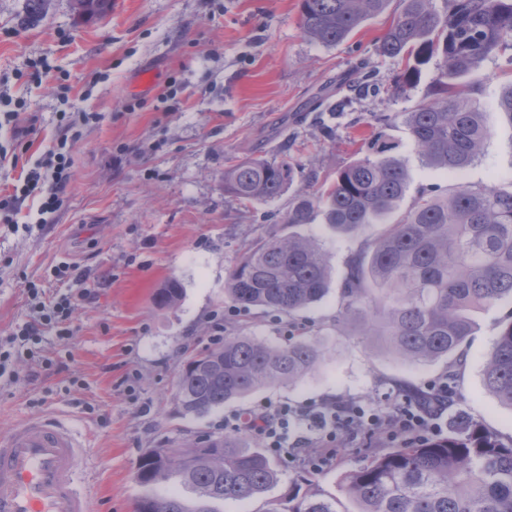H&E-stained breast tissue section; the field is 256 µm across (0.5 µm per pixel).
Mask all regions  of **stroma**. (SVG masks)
<instances>
[{"label": "stroma", "instance_id": "35a3bbf8", "mask_svg": "<svg viewBox=\"0 0 512 512\" xmlns=\"http://www.w3.org/2000/svg\"><path fill=\"white\" fill-rule=\"evenodd\" d=\"M400 6L391 0L348 40L324 47L303 34L299 0H112L111 12L90 19L78 17L71 0H51L35 26L24 23L25 0H0V147L13 148L17 125L30 143L17 167L0 169V190L18 188L22 170L58 138L73 143L62 206L43 216L33 197H23L18 228L0 225V336L29 322L28 288L80 297L68 323L73 360L52 331L40 344L44 356L65 360L60 373L38 374L20 358L0 375V436L56 413L84 444L78 485L102 512H134L148 491L191 495L174 480L149 490L136 483L148 449L184 445L223 428L225 416L266 402L381 406L394 388L447 374V361L408 363L368 346L355 327L337 325L348 262L364 240L317 220L298 231L322 244L332 280L298 319L325 344L320 368L200 419L182 417L173 396L182 361L217 338L245 333L287 342V318L226 299L227 272L243 251L281 230L298 189L332 181L365 156L378 131L406 166V206L423 190L444 195L459 181L512 173V120L497 111L480 158L458 175L426 166L414 152L400 115L430 92L437 67L424 70L410 96L389 95L401 66L376 46ZM510 71L512 56L500 52L472 74L483 102L497 98ZM147 74L151 82L140 86ZM247 155L293 163L289 189L267 202L226 195L225 169ZM64 262L75 266L67 278L57 274ZM172 276L182 298L158 308L153 296ZM510 317L512 300L476 314L453 383L455 406L505 439L512 408L486 390L484 368ZM392 444L365 428L343 431L323 469L276 458L278 479L263 496L220 502L216 510L268 512L287 502L293 478L304 473L338 512H357L340 489L343 475L365 463L368 449Z\"/></svg>", "mask_w": 512, "mask_h": 512}]
</instances>
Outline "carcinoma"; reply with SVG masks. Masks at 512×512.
I'll return each instance as SVG.
<instances>
[{
	"mask_svg": "<svg viewBox=\"0 0 512 512\" xmlns=\"http://www.w3.org/2000/svg\"><path fill=\"white\" fill-rule=\"evenodd\" d=\"M390 0H300V26L322 46L347 40ZM403 7L379 39L381 55L403 69L392 95L416 88L422 68L436 61V97L401 113L413 150L429 167L457 173L477 160L490 135L486 113L471 105L479 88L466 77L486 58L512 50V0H402ZM84 15L112 9V0H82ZM47 0H26V21L39 22ZM492 107L512 120V82ZM393 146L377 136L371 152L316 190L302 188L273 233L247 249L225 278V296L237 307L290 318L317 303L330 283V265L318 241L294 231L318 214L336 232L366 236L344 282L336 322H364L363 339L412 363L461 362L474 328L472 312L512 299V190L494 183L459 184L444 197L420 193L409 208L375 235L369 228L393 214L408 174ZM287 160L246 156L224 171V192L246 202L274 200L292 184ZM179 280L155 294L159 307L178 303ZM323 346L305 332L273 345L248 334L226 336L188 358L175 383L185 417L217 412L258 390L292 384L321 365ZM484 384L512 407V317L500 325L484 369ZM179 478L194 492L189 504L176 495L143 496L136 512H215L214 501L258 497L278 478L243 431H212L184 448H153L139 459L143 486ZM345 493L358 512H512V441L504 442L478 420L455 412L447 433L408 439L374 453L345 473ZM268 512H337L336 501L310 491Z\"/></svg>",
	"mask_w": 512,
	"mask_h": 512,
	"instance_id": "obj_1",
	"label": "carcinoma"
}]
</instances>
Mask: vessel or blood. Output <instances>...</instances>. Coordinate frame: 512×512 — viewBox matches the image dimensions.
I'll use <instances>...</instances> for the list:
<instances>
[{
    "label": "vessel or blood",
    "instance_id": "vessel-or-blood-1",
    "mask_svg": "<svg viewBox=\"0 0 512 512\" xmlns=\"http://www.w3.org/2000/svg\"><path fill=\"white\" fill-rule=\"evenodd\" d=\"M83 445L59 417L44 414L0 438V512H95L76 486Z\"/></svg>",
    "mask_w": 512,
    "mask_h": 512
}]
</instances>
